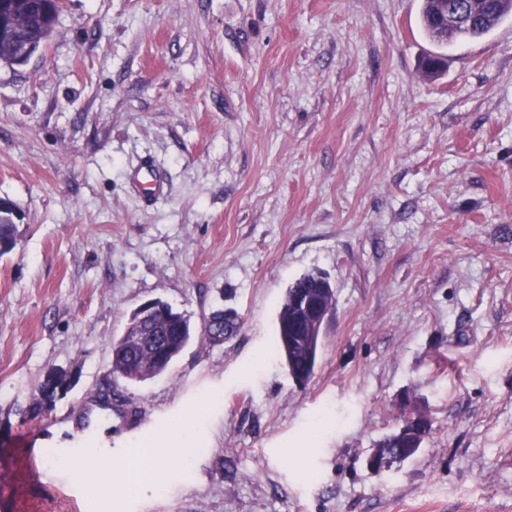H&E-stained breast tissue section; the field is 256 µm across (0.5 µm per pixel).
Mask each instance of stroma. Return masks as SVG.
Wrapping results in <instances>:
<instances>
[{
	"label": "stroma",
	"instance_id": "1",
	"mask_svg": "<svg viewBox=\"0 0 512 512\" xmlns=\"http://www.w3.org/2000/svg\"><path fill=\"white\" fill-rule=\"evenodd\" d=\"M61 3L0 63V512H512V20L429 79L420 0ZM311 271L336 304L302 387L276 318ZM149 299L243 325L132 384L112 341ZM53 368L71 387L29 418ZM103 390L139 426L115 465L201 410L162 484L62 465ZM416 411L419 453L372 470ZM0 207V256L11 252L17 244V221L22 219L18 207L10 199Z\"/></svg>",
	"mask_w": 512,
	"mask_h": 512
}]
</instances>
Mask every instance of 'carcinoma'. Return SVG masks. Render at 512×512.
I'll return each mask as SVG.
<instances>
[{
  "label": "carcinoma",
  "mask_w": 512,
  "mask_h": 512,
  "mask_svg": "<svg viewBox=\"0 0 512 512\" xmlns=\"http://www.w3.org/2000/svg\"><path fill=\"white\" fill-rule=\"evenodd\" d=\"M469 13V21L445 33L438 28L432 14V4L423 0L421 24L440 48L423 61L424 72L434 76L442 71L445 64L443 49L459 39L481 38L489 34L505 18L512 15V0H448ZM14 5V33L18 40L39 44L53 30L61 3L41 6L37 0H12ZM22 216L18 207L9 199L0 206V256L11 252L17 244V221ZM315 275L307 274L297 279L288 288L279 314L277 348L288 370L297 377L307 380L315 369L320 341L316 336L305 335L301 323L289 318L290 302L300 291H312ZM242 322L233 310L217 308L203 321L201 335L211 342L231 336L240 330ZM143 332L155 337L150 344L135 345L128 339H117L112 343L111 374L132 383L153 379L165 372L188 345L193 336L189 320L169 304L164 310L143 323ZM377 454L392 462H403L416 454L404 448L397 433L386 436L377 448Z\"/></svg>",
  "instance_id": "obj_1"
}]
</instances>
